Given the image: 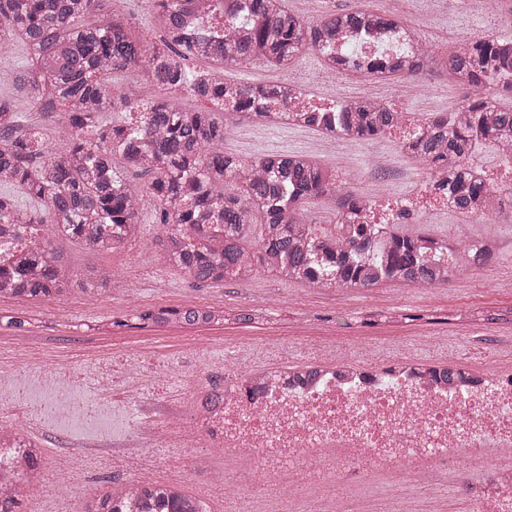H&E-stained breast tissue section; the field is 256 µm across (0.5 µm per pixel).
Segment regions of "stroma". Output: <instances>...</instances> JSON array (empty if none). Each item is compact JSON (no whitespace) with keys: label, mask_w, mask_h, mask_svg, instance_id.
<instances>
[{"label":"stroma","mask_w":512,"mask_h":512,"mask_svg":"<svg viewBox=\"0 0 512 512\" xmlns=\"http://www.w3.org/2000/svg\"><path fill=\"white\" fill-rule=\"evenodd\" d=\"M461 0H292L293 14L315 20L330 12L362 7L391 15L407 26L424 24L432 48L450 53L475 36L491 33L512 38V14L488 0L483 7L462 11ZM319 54L295 60L291 73L309 83L320 98L353 100L365 97L367 77L326 82L320 80ZM430 95L406 93L401 83H384L395 108L404 112L454 111L463 97L461 87L443 82L432 72ZM225 151L244 159L270 153L312 156L317 162L360 176L359 188L383 181L391 191L404 193L422 183L423 166L410 159L393 138L353 139L326 144L309 127H269L252 121L232 126L224 137ZM140 236L118 249L96 251L80 241L53 236L55 247L78 274L91 269L115 273L110 292L88 301L73 294L66 300L41 298L23 304L0 298V363L19 359L43 361L46 368L66 366L78 375L77 387L90 403L106 405L107 425L131 428L141 410L157 415L189 414L181 375L200 372L199 358L209 369L205 380L223 378L225 370L246 371L265 365V356L280 348L292 363L304 361L313 349L326 348L353 357L372 347L379 359L405 355L452 357L462 367L512 366V319L494 323L474 320L480 311H512V245L486 267L457 271L448 284L430 288L384 284L376 288H318L285 281L261 269L248 280L227 279L199 284L177 269L159 265L150 247L162 226L153 201L141 209ZM422 231L437 237L502 236L512 242V224L492 221L465 223L454 212L425 216ZM208 304L227 311L257 309L260 320L211 325L167 323L139 327L136 311L156 306L190 307ZM138 356L157 379L142 401L129 399L124 388L103 394L95 386L98 364ZM31 437L42 450V467L63 453L90 458L75 492L73 507L85 503L105 485L123 480L140 464L159 465L160 452L144 448L135 456L117 449L99 456L90 444L98 431L80 420L46 426L28 421ZM224 459L214 456L206 473H186L185 492L201 497L207 512H224Z\"/></svg>","instance_id":"1"}]
</instances>
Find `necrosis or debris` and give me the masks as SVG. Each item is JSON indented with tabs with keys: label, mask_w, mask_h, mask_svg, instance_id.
Returning <instances> with one entry per match:
<instances>
[{
	"label": "necrosis or debris",
	"mask_w": 512,
	"mask_h": 512,
	"mask_svg": "<svg viewBox=\"0 0 512 512\" xmlns=\"http://www.w3.org/2000/svg\"><path fill=\"white\" fill-rule=\"evenodd\" d=\"M352 50L413 54L418 42L405 33L349 32ZM447 195L426 184L404 197L389 191L369 196L365 220L386 223L389 211L428 212L447 206ZM303 374L284 360L245 375H225L211 385L188 377L192 418H144L132 436L174 458L176 449L198 448L204 470L219 453L240 471L227 485L224 512L248 499L253 512H430L418 494L439 472L448 490L470 512H512V371H463L449 381L429 375L420 358L383 363L349 360L320 351ZM45 390L35 411L41 420L93 419L96 408L74 392L75 378L41 363L0 365V397L30 391L33 377ZM10 435L0 438V485H14L29 453L21 413L8 416Z\"/></svg>",
	"instance_id": "1"
}]
</instances>
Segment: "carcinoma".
<instances>
[{"instance_id": "cac0c4a2", "label": "carcinoma", "mask_w": 512, "mask_h": 512, "mask_svg": "<svg viewBox=\"0 0 512 512\" xmlns=\"http://www.w3.org/2000/svg\"><path fill=\"white\" fill-rule=\"evenodd\" d=\"M165 50L149 49L132 28L123 0H0V47L23 44L27 57L13 72L0 71L31 112L63 115L73 135L55 150L45 132L20 135L17 99L0 96V221L14 225L12 238L32 237L30 252L0 266V297L25 302L65 299L74 292L88 299L112 284L105 270L73 274L41 226L82 240L90 248L113 250L137 237L143 196L121 177L125 165L149 177L148 194L160 210L162 235L154 242L162 261L198 282L246 280L264 267L282 279L323 288H373L379 284L436 286L462 267H482L496 255L475 252L469 242H453L398 224H357L363 199L327 176L329 168L307 155L268 154L251 160L224 151V135L242 120L268 124L288 112H268L288 102L280 83L250 85L224 79V68L264 62L286 69L308 51L329 56L335 66L357 71L421 76L432 49L412 59L380 55L354 58L336 50L332 37L370 27L402 28L392 16L366 9L329 13L318 20L288 12L284 0H227L213 5L204 30L187 27L205 0H153ZM205 66L191 68L188 61ZM448 78L469 90L446 115H424L412 137L401 143L425 164L451 207L480 220L509 217L487 212L494 188L470 170L476 144L512 136V108L484 92L488 83L512 91V40L478 37L447 56ZM157 99L147 101L140 88ZM182 92L209 101L214 109L182 107L168 94ZM136 112L130 121L100 127L104 112ZM405 118L390 106L368 99L344 112H298L293 124L333 135L374 140L392 135ZM340 195L335 230L306 221L305 204ZM145 323L220 324L251 322L253 314L232 315L210 306L157 308L138 313ZM429 370L446 380L460 373L451 362ZM25 487L0 489V512H21ZM84 512H206L203 502L174 484L140 480L113 486Z\"/></svg>"}]
</instances>
